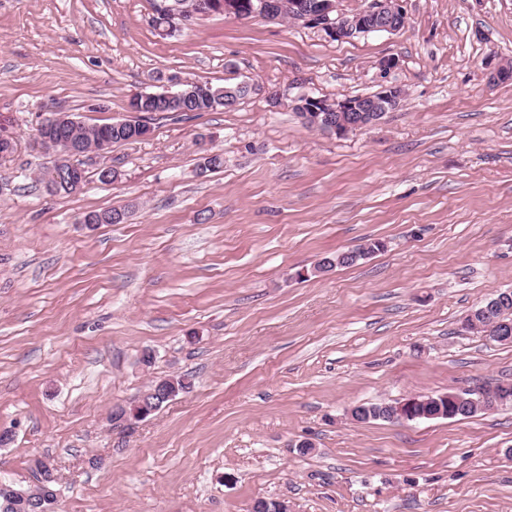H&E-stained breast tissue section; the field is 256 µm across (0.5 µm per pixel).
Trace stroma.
Masks as SVG:
<instances>
[{"label":"stroma","mask_w":512,"mask_h":512,"mask_svg":"<svg viewBox=\"0 0 512 512\" xmlns=\"http://www.w3.org/2000/svg\"><path fill=\"white\" fill-rule=\"evenodd\" d=\"M402 5L394 33L212 14L163 38L151 0H0V131L16 142L0 161V481L32 486L50 459L56 512H512V406L350 418L512 380V343L460 330L512 289V82L487 67L512 63V0ZM175 77L256 90L147 115L148 137L86 162L82 192L47 193L45 115L124 120ZM386 85L399 107L344 135L292 108ZM207 151L223 168L200 172ZM102 164L119 179L99 182ZM112 208L124 223L81 222ZM170 376L188 392L112 426L113 405ZM384 247L382 241L374 240L368 243L359 254H348V251L336 252L335 254H331L330 256L324 257L321 261L317 263V265H321L325 267L326 271H330L333 268L337 267H351L358 264L360 260L367 258L368 255L375 253L376 251H380ZM325 266H324V265ZM428 400L421 399V396L410 397L403 401H397L394 403H382L381 409L384 410V415L390 420L389 422H401L406 423L409 421L415 420H429L436 418H422V417H432V416H443L445 415L446 410L443 408L440 409L438 413L433 415H429L426 413H420L418 411V406L420 404H426ZM380 405L371 406L372 409H380ZM422 418V419H420Z\"/></svg>","instance_id":"1"}]
</instances>
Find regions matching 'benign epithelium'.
<instances>
[{
  "instance_id": "7a95c632",
  "label": "benign epithelium",
  "mask_w": 512,
  "mask_h": 512,
  "mask_svg": "<svg viewBox=\"0 0 512 512\" xmlns=\"http://www.w3.org/2000/svg\"><path fill=\"white\" fill-rule=\"evenodd\" d=\"M338 0H295L293 7L296 20L306 25L321 29L332 39L350 38L369 32H397L405 24L406 14L400 5L401 0H369L363 9L344 14L337 10ZM156 8L165 15L167 24L158 30L163 36L174 34L193 25L197 17L214 12H222L239 20L249 16L262 14L273 17L279 12L278 0H259L258 5L250 7V13H245L239 6V0H195L194 10L186 12L178 0H162ZM201 94L197 87L180 88L175 92H164L157 95L143 94L130 99L129 111L140 113L145 111L144 103L156 97L171 100H188ZM404 97L403 90L398 86H384L379 91L362 95L358 98L330 101L321 97L304 95L299 97L294 107L305 113V120L313 121L325 131L341 133L350 128H363L375 124L386 113L396 109ZM77 119L68 112L51 113L46 115L39 124L36 143L40 149L52 156L53 165L47 179L48 191L52 194L59 192L61 179H66L68 191L76 194L83 189V169L69 165L72 154L80 156L107 154L112 143L108 139L98 140L90 145L80 141L73 142L61 136L67 128L76 126ZM180 392L174 378H163L155 381L148 390L144 391L141 399L153 401L148 413L155 412V407L169 402ZM475 396L464 399L456 395L452 400L460 403L464 400L474 406H480L488 411L495 409L499 402L507 400L512 393V384L502 383L489 390L478 388L473 390ZM426 403L421 397H410L394 403H383L381 409L392 422L406 423L426 416L418 411V406ZM36 477V489L29 492H16L6 485L0 487L3 494L9 498L21 497L27 501V506L34 512H55L56 493L47 483L54 479L53 467L45 459L37 458L33 463Z\"/></svg>"
}]
</instances>
